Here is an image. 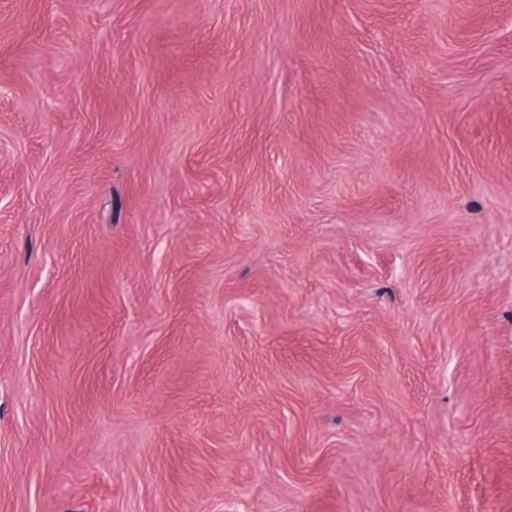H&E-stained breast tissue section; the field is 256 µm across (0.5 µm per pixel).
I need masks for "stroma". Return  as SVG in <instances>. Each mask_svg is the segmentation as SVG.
Segmentation results:
<instances>
[{
  "label": "stroma",
  "instance_id": "obj_1",
  "mask_svg": "<svg viewBox=\"0 0 512 512\" xmlns=\"http://www.w3.org/2000/svg\"><path fill=\"white\" fill-rule=\"evenodd\" d=\"M0 512H512V0H0Z\"/></svg>",
  "mask_w": 512,
  "mask_h": 512
}]
</instances>
